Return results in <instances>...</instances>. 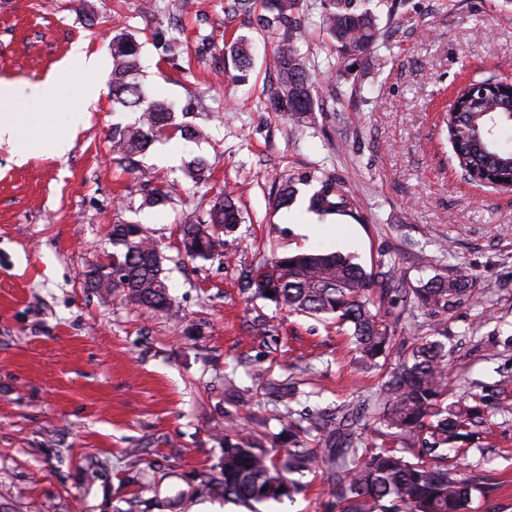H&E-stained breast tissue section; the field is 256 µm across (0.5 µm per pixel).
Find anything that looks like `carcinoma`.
Returning a JSON list of instances; mask_svg holds the SVG:
<instances>
[{"label":"carcinoma","instance_id":"carcinoma-1","mask_svg":"<svg viewBox=\"0 0 512 512\" xmlns=\"http://www.w3.org/2000/svg\"><path fill=\"white\" fill-rule=\"evenodd\" d=\"M375 8L360 0H228L234 13L253 16L258 30L278 35L273 58L276 87L267 91L263 108L290 112L300 119L310 112L343 104V99L361 95L357 80L345 92L329 90L336 75L352 73L369 64L374 49L388 41L391 30L378 22ZM317 24L332 43L323 63L316 55L301 52L298 42L303 24ZM237 71L247 78L252 65V47L241 38L229 47ZM141 43L134 34L112 37V103L139 113L134 123L112 128V153L134 168L136 157L146 153L154 138L178 132L195 139L199 130L177 122L176 113L163 99L147 95L139 80ZM491 94L470 108L469 89H460L445 121L453 156L465 172L485 169L505 186L512 174V150L494 137L500 125L512 123V93L497 83ZM318 186L307 198V209L318 215L345 211L350 205L347 187L330 177L317 178ZM177 184L154 188L143 204L163 202ZM298 190L293 178L278 185V207L290 205ZM241 210L234 192L224 190L206 216H191L181 225V243L186 254L204 261L227 256L238 248L235 236ZM112 255L108 256L116 280L103 288L96 279L92 287L107 298L111 291L153 312H163L172 303L164 275L160 245L141 224L112 225ZM241 287L295 314L329 319L351 329L358 361L367 368L384 371L374 397L359 404L325 409L316 417L321 438L316 445L306 439L308 428L300 420H288L281 431L268 438L269 447L245 430L224 434V466L221 478L211 481L224 498L248 506L289 499L303 488L301 478L322 469L334 489L336 512H467L476 492H483L480 477L463 473L448 463L446 445L473 440L480 434L478 406L447 403L448 351L441 316L466 301L478 299L473 274L457 269L448 277L435 276L419 286H409L392 261L379 259L368 271L351 257L338 252L312 250L284 253L242 268ZM273 295H268V292ZM402 310L422 308L433 318L429 333L413 337L393 367L398 321L382 311L389 298ZM398 444L381 448L358 433L367 419ZM428 431L433 448H409L415 434ZM288 448L281 462L272 449Z\"/></svg>","mask_w":512,"mask_h":512}]
</instances>
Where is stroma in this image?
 Segmentation results:
<instances>
[{"label": "stroma", "mask_w": 512, "mask_h": 512, "mask_svg": "<svg viewBox=\"0 0 512 512\" xmlns=\"http://www.w3.org/2000/svg\"><path fill=\"white\" fill-rule=\"evenodd\" d=\"M0 0V82L47 135L73 146L59 157L24 156L0 142V512H247L205 487L220 475L224 434L276 433L280 412L314 414L372 395L376 376L353 363L334 326L276 309L246 293L241 266L275 252L323 250L365 268L396 262L408 282L469 269L478 306L448 312V400L485 396L499 407L460 462L489 478L471 512H512V192L481 187L457 166L441 115L464 83L512 78V0H389L393 36L378 47L364 98L293 123L257 98L275 36L225 12L226 0H179L176 17L143 16L140 0ZM180 40L166 58L156 30ZM142 45L141 79L203 138H158L129 172L112 154L113 125L134 113L112 107L115 33ZM254 46L246 81L224 69V46ZM83 46L103 61L83 70ZM68 67L69 85L50 74ZM98 83L96 101L84 85ZM207 182L185 179L192 157ZM299 179L291 208L274 182ZM328 176L352 191L351 211L307 212L310 181ZM177 182L166 204L147 189ZM233 186L244 221L235 255L191 260L179 226L204 216ZM144 225L162 245L172 304L152 313L124 298L101 301L86 274L110 255L113 224ZM267 319L271 333H253ZM293 499L260 512H327L325 473L307 476Z\"/></svg>", "instance_id": "35a3bbf8"}]
</instances>
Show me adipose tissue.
Listing matches in <instances>:
<instances>
[{"mask_svg": "<svg viewBox=\"0 0 512 512\" xmlns=\"http://www.w3.org/2000/svg\"><path fill=\"white\" fill-rule=\"evenodd\" d=\"M13 105L10 87L0 85V141L13 142L23 155L39 153L46 149L59 156L69 152L72 147L70 138L58 135L52 140H45L38 116L14 111Z\"/></svg>", "mask_w": 512, "mask_h": 512, "instance_id": "1", "label": "adipose tissue"}]
</instances>
